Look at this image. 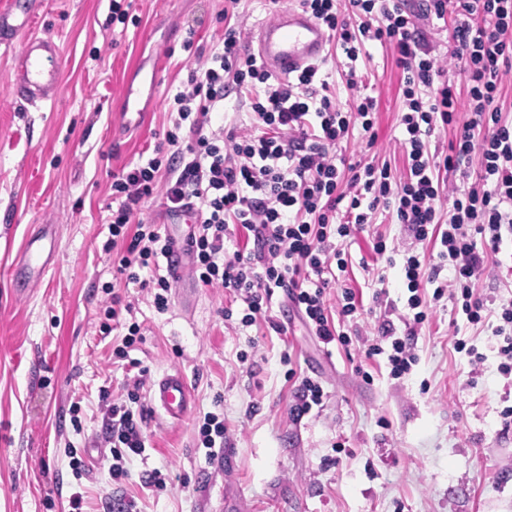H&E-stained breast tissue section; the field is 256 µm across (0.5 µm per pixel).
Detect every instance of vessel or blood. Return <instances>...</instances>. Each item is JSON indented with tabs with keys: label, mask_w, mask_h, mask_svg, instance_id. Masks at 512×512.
<instances>
[{
	"label": "vessel or blood",
	"mask_w": 512,
	"mask_h": 512,
	"mask_svg": "<svg viewBox=\"0 0 512 512\" xmlns=\"http://www.w3.org/2000/svg\"><path fill=\"white\" fill-rule=\"evenodd\" d=\"M34 14L31 7L21 10L12 5L0 10V44H10L20 34L26 37L14 93L32 104L53 99L60 86V48L53 38L33 33ZM327 43L325 27L308 12L291 6L259 25L256 56L270 73L285 78L320 60ZM50 231V225H40L27 239L21 258L11 270L16 285L37 282L48 271L52 256L46 253L43 242ZM173 240L167 274L177 281L184 273L188 246L184 235L174 234ZM151 400L171 421H181L191 405L185 376L178 371L164 372L152 388Z\"/></svg>",
	"instance_id": "vessel-or-blood-1"
}]
</instances>
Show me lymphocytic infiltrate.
<instances>
[{"mask_svg":"<svg viewBox=\"0 0 512 512\" xmlns=\"http://www.w3.org/2000/svg\"><path fill=\"white\" fill-rule=\"evenodd\" d=\"M327 29L329 41L347 61L342 77L353 91L350 110L327 93L321 63L278 80L249 52L247 35L235 22H225L224 37L212 54L187 71L174 98L176 114L163 145L176 162L158 179L161 157L128 166L112 177L119 199L109 228L113 239L127 243L117 272L137 284L143 270L157 266L170 251V239L159 225L136 217L154 191H161L170 214L195 206L200 220L190 232L193 276L203 285L218 284L245 305L243 324L261 316L275 290H282L324 343L349 344L336 323L354 317L358 301L353 288L342 286L336 316H329L324 295L329 272L347 262L334 243L361 232L369 214L392 212L420 242L439 238V266L426 268L413 251L403 254V275L413 309L405 333L383 321L367 357L385 356L393 377L408 373L417 358L409 342L427 318V300L450 297L468 322L490 315L473 282L512 241V122L504 119L501 88L512 74V0H428L427 15L444 18L454 12L450 58L465 76L464 91L443 81L419 15L385 0H299ZM389 46L403 73L404 128L402 146L409 159L403 180H393L388 165L335 163L331 150L354 127L372 133L377 103L361 91L356 62L367 43ZM248 92L253 133L220 135L208 131L209 115L224 109L228 90ZM466 120H459V113ZM453 137L446 153L430 148L438 126ZM478 159L474 182L449 186L440 172L457 171ZM449 211H442V200ZM253 237L249 251L225 257L224 247L237 227ZM454 270L450 283L439 280L442 264ZM138 389L109 404V474L120 480L126 464L143 456L146 410Z\"/></svg>","mask_w":512,"mask_h":512,"instance_id":"obj_1","label":"lymphocytic infiltrate"}]
</instances>
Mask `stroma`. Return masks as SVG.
<instances>
[{"instance_id": "1", "label": "stroma", "mask_w": 512, "mask_h": 512, "mask_svg": "<svg viewBox=\"0 0 512 512\" xmlns=\"http://www.w3.org/2000/svg\"><path fill=\"white\" fill-rule=\"evenodd\" d=\"M228 7L249 30L277 11L270 0H131L136 22L116 38L109 0H40L34 31L59 42L62 87L37 106L10 90L21 43L0 45V512H67L77 491L87 512H113L122 500L136 512H512V416L503 414L512 407V374L499 369L497 319L469 323L444 299L412 339L409 374L392 377L365 354L375 326L399 327L411 314L397 245L414 241L387 211L338 242L344 278L362 302L358 334L346 346L314 336L279 291L247 326L243 302L224 288L186 276L160 312L152 290L117 274L126 244L106 246L117 207L112 176L154 157L185 65L219 43ZM367 50L357 68L377 102L375 142L357 128L342 153L387 163L399 179L408 171L402 74L388 48ZM152 70L156 102L146 103L139 124L124 125L118 95ZM41 224L54 227L53 264L18 298L12 264ZM380 238L390 256L374 252ZM116 294L131 298L134 311L107 331L105 309ZM132 323L141 340L128 359L146 371L143 401L150 382L177 370L192 405L177 423L151 410L145 455L115 482L98 453L106 445L100 395L120 396L131 377L128 360L112 352ZM306 377L325 396L300 417L293 409ZM209 412L224 417V452L214 461L198 438ZM74 452L88 465L80 478L69 466ZM154 469L170 485L147 486Z\"/></svg>"}]
</instances>
